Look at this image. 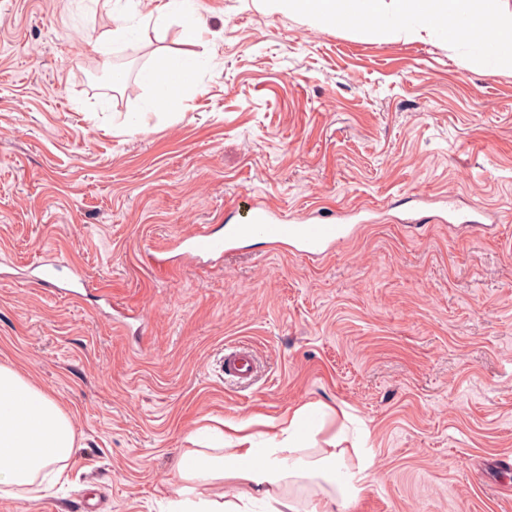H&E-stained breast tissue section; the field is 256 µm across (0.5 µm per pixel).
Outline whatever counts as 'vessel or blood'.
Segmentation results:
<instances>
[{
  "label": "vessel or blood",
  "instance_id": "b4317fda",
  "mask_svg": "<svg viewBox=\"0 0 512 512\" xmlns=\"http://www.w3.org/2000/svg\"><path fill=\"white\" fill-rule=\"evenodd\" d=\"M357 215L354 209L336 212L317 209L307 215L289 217L277 208L258 203L248 223L225 225L220 236L214 235L209 226H200L178 236L175 245L185 255L201 261L234 254L243 241L262 238L272 249L314 259L328 254L351 235ZM256 369L255 358L245 350L235 348L224 356L225 374L238 380L250 378Z\"/></svg>",
  "mask_w": 512,
  "mask_h": 512
}]
</instances>
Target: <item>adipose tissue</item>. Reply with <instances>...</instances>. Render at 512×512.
<instances>
[{
    "label": "adipose tissue",
    "instance_id": "1",
    "mask_svg": "<svg viewBox=\"0 0 512 512\" xmlns=\"http://www.w3.org/2000/svg\"><path fill=\"white\" fill-rule=\"evenodd\" d=\"M103 5L117 25L98 38L95 48L100 52L114 43L142 38L174 18L195 28L201 25L192 0H162L156 11L133 21L111 0ZM262 6L312 25L341 24L378 37L401 28L412 38L425 30L453 41L462 29L483 25L495 38L488 46L473 42L475 62L512 68V11L493 6L492 0H262ZM202 65V57L194 53L158 57L141 74L142 82L154 90L147 111L175 109L183 88ZM332 413L346 415L340 407L305 403L271 421L273 433L264 447L257 445L246 420L197 429L192 435L194 448L176 461L169 512H293V504L279 493L290 478L320 479L335 486V495L315 499L309 512H334L337 504L357 502L375 480L368 451L355 449L356 461L348 463L342 447L345 435L339 432L330 439L325 455L313 461L303 456L316 443L317 420ZM76 448L70 413L14 367L0 364V492L15 495L31 491L37 482L59 480ZM211 480L229 481L238 491L229 499L196 492L195 483Z\"/></svg>",
    "mask_w": 512,
    "mask_h": 512
}]
</instances>
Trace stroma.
<instances>
[{
    "instance_id": "stroma-1",
    "label": "stroma",
    "mask_w": 512,
    "mask_h": 512,
    "mask_svg": "<svg viewBox=\"0 0 512 512\" xmlns=\"http://www.w3.org/2000/svg\"><path fill=\"white\" fill-rule=\"evenodd\" d=\"M256 2L197 0L201 38L173 21L104 55L96 0H0V363L81 443L63 490L0 494V512H163L197 427L315 401L373 451L371 490L335 512H512L492 466L512 456V69ZM185 51L204 65L181 110L145 112L140 70ZM414 194L490 219L408 226ZM255 197L375 221L316 260L256 238L212 265L149 263L247 222ZM45 256L58 280L83 271L80 296L25 280ZM117 308L143 319L119 333ZM235 345L260 359L250 385L222 369Z\"/></svg>"
}]
</instances>
